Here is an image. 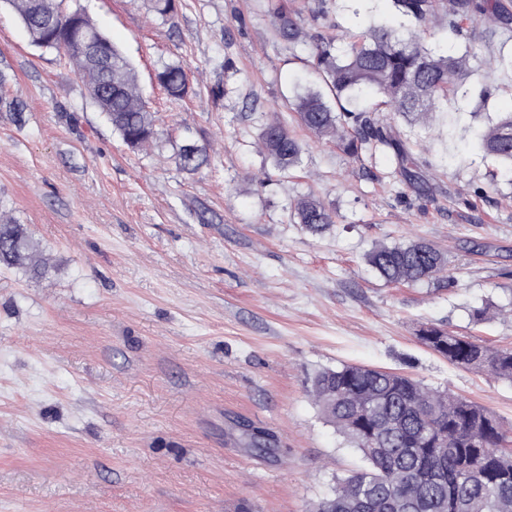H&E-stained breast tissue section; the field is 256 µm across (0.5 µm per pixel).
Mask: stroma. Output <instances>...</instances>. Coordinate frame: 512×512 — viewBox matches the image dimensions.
<instances>
[{
  "label": "stroma",
  "instance_id": "35a3bbf8",
  "mask_svg": "<svg viewBox=\"0 0 512 512\" xmlns=\"http://www.w3.org/2000/svg\"><path fill=\"white\" fill-rule=\"evenodd\" d=\"M498 2L507 22L431 24L429 46H471L474 73L429 125L393 119L419 160L410 184L392 155L362 161L299 125L288 100L309 48L277 37L267 0H180L167 21L149 0H78L159 117L140 152L0 0V217L49 260L38 275L0 266V512H307L361 464L311 394L342 365L450 390L512 440V382L418 338L434 325L512 347V171L473 136L512 112V71L495 66L512 0ZM325 7L306 30L405 23L391 0ZM173 63L189 75L180 99L156 79ZM275 114L304 144L285 175L258 141ZM189 142L209 155L195 173L178 165ZM304 195L333 211L325 234L294 223ZM412 239L446 252V274L396 285L367 265L375 245Z\"/></svg>",
  "mask_w": 512,
  "mask_h": 512
}]
</instances>
